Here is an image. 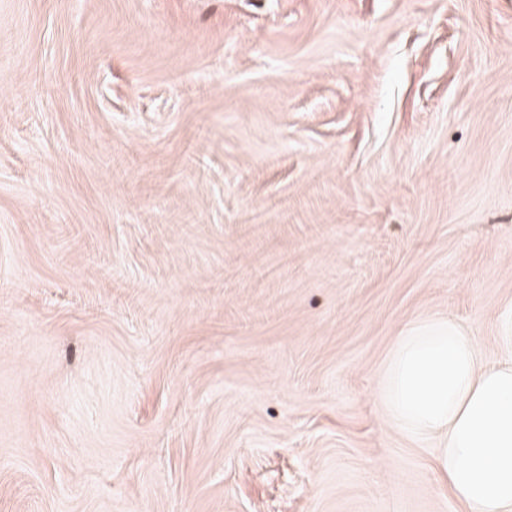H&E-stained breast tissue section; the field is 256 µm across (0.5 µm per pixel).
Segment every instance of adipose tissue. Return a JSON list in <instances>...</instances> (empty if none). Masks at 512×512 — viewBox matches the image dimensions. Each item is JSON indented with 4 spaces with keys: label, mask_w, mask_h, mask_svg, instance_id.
I'll list each match as a JSON object with an SVG mask.
<instances>
[{
    "label": "adipose tissue",
    "mask_w": 512,
    "mask_h": 512,
    "mask_svg": "<svg viewBox=\"0 0 512 512\" xmlns=\"http://www.w3.org/2000/svg\"><path fill=\"white\" fill-rule=\"evenodd\" d=\"M380 403L407 436L436 440L437 470L464 512H512V365L480 364L471 336L426 318L400 336Z\"/></svg>",
    "instance_id": "1"
}]
</instances>
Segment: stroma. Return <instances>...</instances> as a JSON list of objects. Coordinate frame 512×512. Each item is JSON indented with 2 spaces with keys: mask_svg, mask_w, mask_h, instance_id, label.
Wrapping results in <instances>:
<instances>
[{
  "mask_svg": "<svg viewBox=\"0 0 512 512\" xmlns=\"http://www.w3.org/2000/svg\"><path fill=\"white\" fill-rule=\"evenodd\" d=\"M428 316L512 360V0H0V512H463Z\"/></svg>",
  "mask_w": 512,
  "mask_h": 512,
  "instance_id": "stroma-1",
  "label": "stroma"
}]
</instances>
